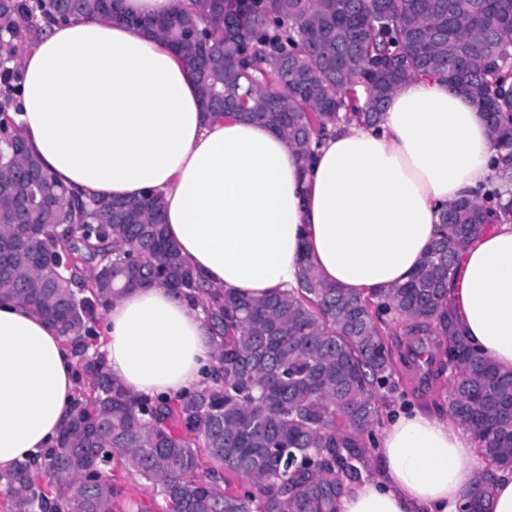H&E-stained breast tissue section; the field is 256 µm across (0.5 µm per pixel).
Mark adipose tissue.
I'll use <instances>...</instances> for the list:
<instances>
[{"instance_id": "1", "label": "adipose tissue", "mask_w": 512, "mask_h": 512, "mask_svg": "<svg viewBox=\"0 0 512 512\" xmlns=\"http://www.w3.org/2000/svg\"><path fill=\"white\" fill-rule=\"evenodd\" d=\"M18 120L32 154L85 199L162 194L168 237L209 283L263 298L296 286L308 254L353 296L403 284L439 233L441 209L495 179L496 151L473 99L411 79L378 127L341 125L302 167L268 127L205 118L194 74L148 31L75 17L38 28L21 59ZM448 305L469 341L512 371V225L460 251ZM106 371L135 394L203 388L215 342L201 308L162 287L106 310ZM74 361L33 310L0 301V473L35 460L68 426ZM380 467L336 512H458L489 475L487 512H512V471L489 472L460 422L414 410L382 425Z\"/></svg>"}]
</instances>
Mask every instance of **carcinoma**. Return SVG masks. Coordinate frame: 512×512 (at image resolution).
Masks as SVG:
<instances>
[{"label":"carcinoma","mask_w":512,"mask_h":512,"mask_svg":"<svg viewBox=\"0 0 512 512\" xmlns=\"http://www.w3.org/2000/svg\"><path fill=\"white\" fill-rule=\"evenodd\" d=\"M136 19L195 71L206 116L237 113L312 154L328 127L380 120L386 97L418 76L448 80L486 112L499 183L441 215L442 233L410 279L366 298L326 283L300 259L296 287L265 298L213 288L170 241L161 197L74 200L18 144L0 164V299L44 316L86 385L55 444L0 474L7 512H122L121 467L159 490L163 512H336L359 477L379 416L375 385L394 358L450 369L448 411L491 465L512 471V372L476 351L448 309L454 259L512 223V0H195ZM102 15V0H0V50L17 56L24 25ZM18 66L0 64V133L20 139L9 110ZM179 290L216 337L213 384L186 397L143 399L104 371L102 310L129 288ZM400 323L406 341L385 339ZM485 482L466 492L485 512Z\"/></svg>","instance_id":"carcinoma-1"}]
</instances>
